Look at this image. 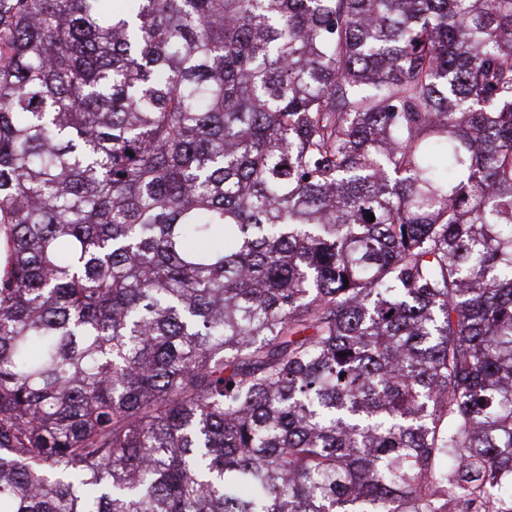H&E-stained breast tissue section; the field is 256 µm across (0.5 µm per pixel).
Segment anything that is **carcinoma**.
<instances>
[{
    "instance_id": "carcinoma-1",
    "label": "carcinoma",
    "mask_w": 512,
    "mask_h": 512,
    "mask_svg": "<svg viewBox=\"0 0 512 512\" xmlns=\"http://www.w3.org/2000/svg\"><path fill=\"white\" fill-rule=\"evenodd\" d=\"M0 249V512H512V0H0Z\"/></svg>"
}]
</instances>
